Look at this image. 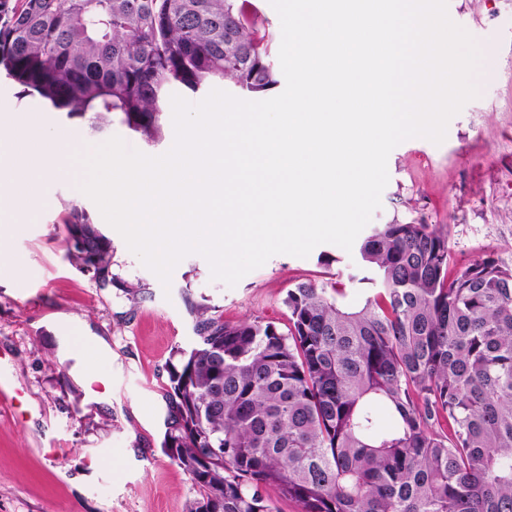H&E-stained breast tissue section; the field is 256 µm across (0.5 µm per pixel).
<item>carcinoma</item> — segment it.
<instances>
[{
    "instance_id": "cac0c4a2",
    "label": "carcinoma",
    "mask_w": 512,
    "mask_h": 512,
    "mask_svg": "<svg viewBox=\"0 0 512 512\" xmlns=\"http://www.w3.org/2000/svg\"><path fill=\"white\" fill-rule=\"evenodd\" d=\"M0 73L94 130L119 114L148 143L174 86L277 83L239 0H0ZM61 233L76 268L95 256L97 286L115 281L85 209ZM450 265L447 233L394 221L346 278L288 288L283 328L191 307L162 442L196 489L188 512H280L271 490L300 512H512V269Z\"/></svg>"
}]
</instances>
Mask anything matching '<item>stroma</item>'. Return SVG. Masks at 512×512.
Instances as JSON below:
<instances>
[{
	"label": "stroma",
	"mask_w": 512,
	"mask_h": 512,
	"mask_svg": "<svg viewBox=\"0 0 512 512\" xmlns=\"http://www.w3.org/2000/svg\"><path fill=\"white\" fill-rule=\"evenodd\" d=\"M448 14L490 56L477 75L481 94L451 118L442 144L411 138L391 151L372 221L436 225L448 233L453 264L490 257L512 268V0H448ZM18 91L0 81V117L35 113L87 151L117 136L159 156L174 137L168 120L161 140L147 145L117 114L108 132L95 134L86 118ZM83 176L79 167L73 178L43 185L45 207L10 242L26 277L18 284L0 274V378L14 396L0 403V512H187L196 491L161 443L167 365L193 341L190 305L213 308L228 323L281 325L289 287L326 269L347 274L355 257L333 244L305 258L278 254L231 288L192 254L166 289L110 227L112 271L122 284L100 289L71 264L59 230L73 204L103 221L78 188ZM323 253L332 256L330 267L320 264ZM61 316L71 319L73 335L103 337L111 349L92 384L77 375L81 357L60 352Z\"/></svg>",
	"instance_id": "35a3bbf8"
}]
</instances>
